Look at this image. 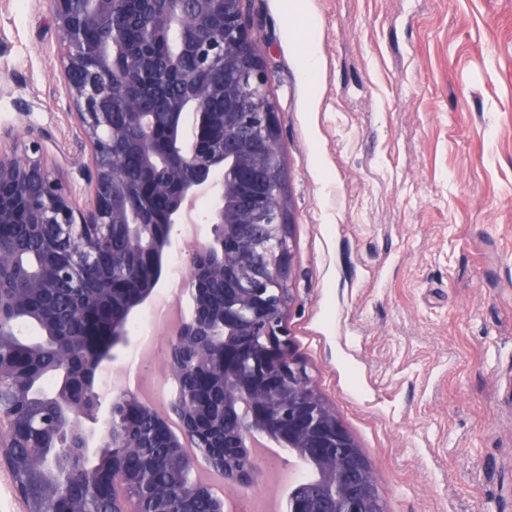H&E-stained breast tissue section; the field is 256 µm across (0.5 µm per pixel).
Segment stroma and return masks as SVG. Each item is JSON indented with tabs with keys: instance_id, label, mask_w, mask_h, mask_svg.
<instances>
[{
	"instance_id": "stroma-1",
	"label": "stroma",
	"mask_w": 512,
	"mask_h": 512,
	"mask_svg": "<svg viewBox=\"0 0 512 512\" xmlns=\"http://www.w3.org/2000/svg\"><path fill=\"white\" fill-rule=\"evenodd\" d=\"M285 165L286 324L386 512H512V0H250ZM318 67L305 76V59ZM37 0H0V127L86 161ZM156 289L186 276L185 227Z\"/></svg>"
}]
</instances>
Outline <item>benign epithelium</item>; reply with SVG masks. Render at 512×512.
Returning a JSON list of instances; mask_svg holds the SVG:
<instances>
[{
    "label": "benign epithelium",
    "mask_w": 512,
    "mask_h": 512,
    "mask_svg": "<svg viewBox=\"0 0 512 512\" xmlns=\"http://www.w3.org/2000/svg\"><path fill=\"white\" fill-rule=\"evenodd\" d=\"M40 2L58 33L61 74L88 150L81 166L88 197L82 204L73 199L38 142L21 149V134L0 128V469L14 475L15 449L32 450L24 484H14L23 512H90L89 488L109 502L108 512H145L127 461L155 441L166 451L169 486L155 487L147 472L140 477L161 495L160 512H195L198 501L203 512H225L224 499L195 478L201 459L222 475L227 497L257 492L266 466L255 452L260 442L285 450L308 471L288 484L285 512H384L368 456L288 338L292 221L276 106L247 0H142L146 37L175 34L163 67L125 39L119 24L125 0ZM173 72L178 93L168 85ZM130 139L135 180L125 165ZM201 196L210 201L212 239L190 250L185 292L192 311L170 336L167 376L175 398L160 408L120 390L100 426L89 429L102 406L94 379L115 359L113 350L129 343L136 310L162 278L170 225L192 223ZM16 224L43 245L41 260L4 250L6 230ZM114 231L127 239L126 254L113 258L98 282L81 286L111 249ZM220 274L224 303L210 306L207 285ZM67 284L86 291L75 303L83 324L116 295L126 303L62 356L56 387L36 400L37 362L59 350L61 332L22 301L46 300ZM18 316L36 323L43 339L21 340L12 325ZM195 336L201 340L186 357L181 349ZM215 385L223 389L217 405L210 400ZM145 418L149 434L133 435ZM229 419L235 451L217 465L208 428Z\"/></svg>",
    "instance_id": "1"
}]
</instances>
